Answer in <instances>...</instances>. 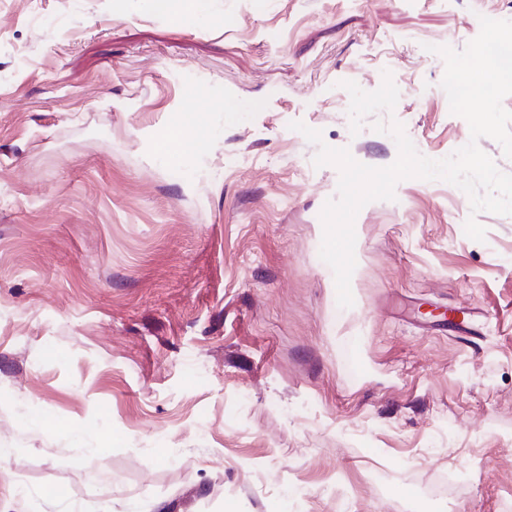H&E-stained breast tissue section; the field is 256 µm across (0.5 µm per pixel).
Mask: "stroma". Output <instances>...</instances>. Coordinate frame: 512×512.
Listing matches in <instances>:
<instances>
[{
	"instance_id": "35a3bbf8",
	"label": "stroma",
	"mask_w": 512,
	"mask_h": 512,
	"mask_svg": "<svg viewBox=\"0 0 512 512\" xmlns=\"http://www.w3.org/2000/svg\"><path fill=\"white\" fill-rule=\"evenodd\" d=\"M484 16L512 0H0V512H512V216L400 181L356 216L340 307L339 171L290 127L386 167L394 118L451 155L430 48ZM387 72L394 111L351 133L344 82ZM185 113L204 143L157 155Z\"/></svg>"
}]
</instances>
